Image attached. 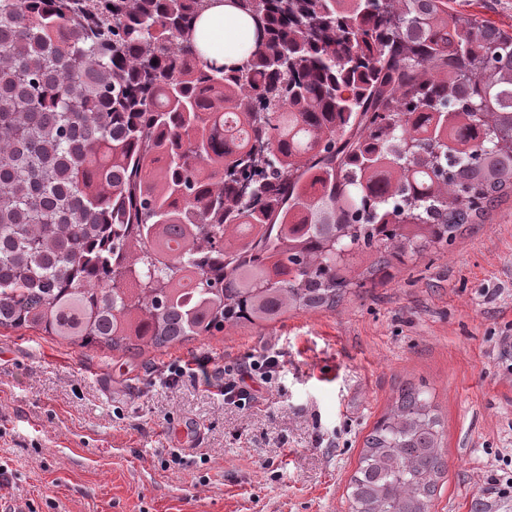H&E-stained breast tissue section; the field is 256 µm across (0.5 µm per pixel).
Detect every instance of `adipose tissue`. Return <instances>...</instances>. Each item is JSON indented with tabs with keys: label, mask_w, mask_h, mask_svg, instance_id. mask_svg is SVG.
<instances>
[{
	"label": "adipose tissue",
	"mask_w": 512,
	"mask_h": 512,
	"mask_svg": "<svg viewBox=\"0 0 512 512\" xmlns=\"http://www.w3.org/2000/svg\"><path fill=\"white\" fill-rule=\"evenodd\" d=\"M248 29L242 27L238 12L224 0H211L192 26V38L198 47L201 61L210 67L240 61L238 41L248 39Z\"/></svg>",
	"instance_id": "obj_1"
}]
</instances>
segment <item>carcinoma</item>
<instances>
[{
  "instance_id": "1",
  "label": "carcinoma",
  "mask_w": 512,
  "mask_h": 512,
  "mask_svg": "<svg viewBox=\"0 0 512 512\" xmlns=\"http://www.w3.org/2000/svg\"><path fill=\"white\" fill-rule=\"evenodd\" d=\"M0 0V326L136 354L336 307L512 195V32L448 0ZM432 395L400 389L349 512H431ZM210 2L192 26V38L200 51L201 62L208 67L241 62L244 57L236 50V44L249 38V30L241 26L236 9L225 6L223 0Z\"/></svg>"
}]
</instances>
